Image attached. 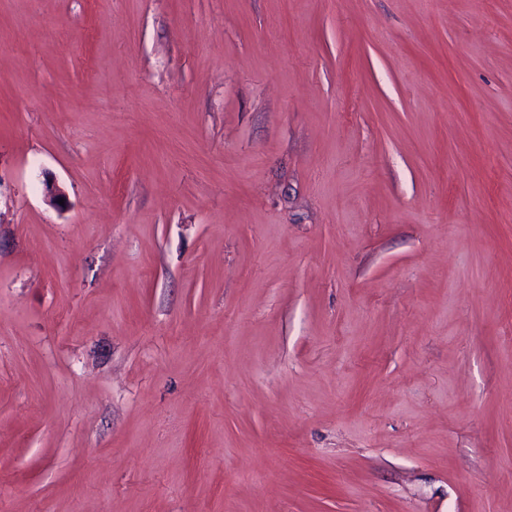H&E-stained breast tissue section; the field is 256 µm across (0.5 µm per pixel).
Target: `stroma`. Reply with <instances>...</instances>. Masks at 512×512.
Returning <instances> with one entry per match:
<instances>
[{"label":"stroma","mask_w":512,"mask_h":512,"mask_svg":"<svg viewBox=\"0 0 512 512\" xmlns=\"http://www.w3.org/2000/svg\"><path fill=\"white\" fill-rule=\"evenodd\" d=\"M0 512H512V0H0Z\"/></svg>","instance_id":"35a3bbf8"}]
</instances>
